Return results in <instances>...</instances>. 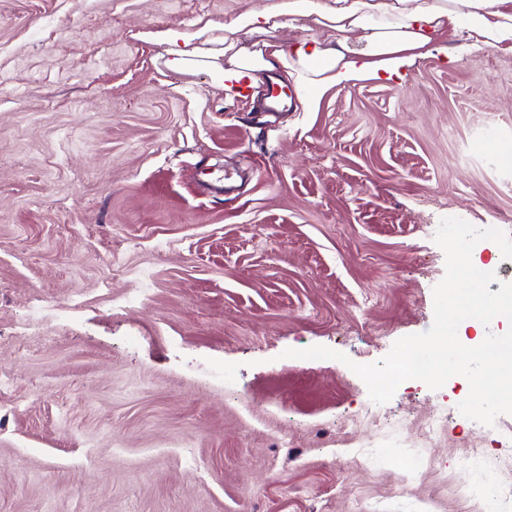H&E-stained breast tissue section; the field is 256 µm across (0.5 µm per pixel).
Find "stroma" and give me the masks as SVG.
Segmentation results:
<instances>
[{
	"label": "stroma",
	"instance_id": "stroma-1",
	"mask_svg": "<svg viewBox=\"0 0 512 512\" xmlns=\"http://www.w3.org/2000/svg\"><path fill=\"white\" fill-rule=\"evenodd\" d=\"M270 2L0 0V512H478L468 381L379 405L348 364L431 327L441 218L512 234V50L272 117L222 80Z\"/></svg>",
	"mask_w": 512,
	"mask_h": 512
}]
</instances>
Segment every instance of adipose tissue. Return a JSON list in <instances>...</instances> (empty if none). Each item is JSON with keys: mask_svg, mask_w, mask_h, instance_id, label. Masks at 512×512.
Masks as SVG:
<instances>
[{"mask_svg": "<svg viewBox=\"0 0 512 512\" xmlns=\"http://www.w3.org/2000/svg\"><path fill=\"white\" fill-rule=\"evenodd\" d=\"M288 20L302 22L306 37L269 41ZM326 30L331 39H323ZM244 31L261 42L242 46ZM457 35L474 47L512 50V0H274L225 25L224 95L242 96L261 73L280 66L312 111L318 92L405 78L416 59L440 53L442 42Z\"/></svg>", "mask_w": 512, "mask_h": 512, "instance_id": "ef3b65f1", "label": "adipose tissue"}]
</instances>
